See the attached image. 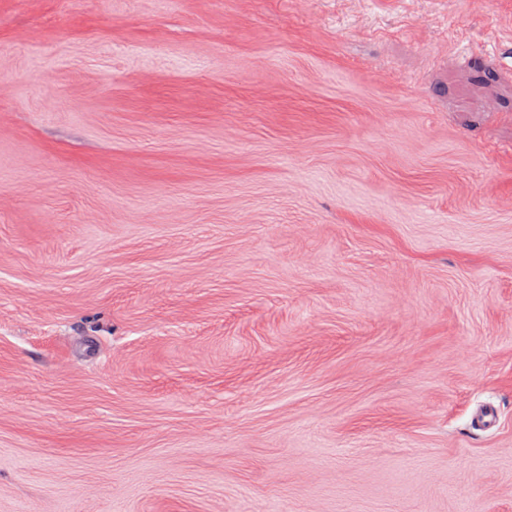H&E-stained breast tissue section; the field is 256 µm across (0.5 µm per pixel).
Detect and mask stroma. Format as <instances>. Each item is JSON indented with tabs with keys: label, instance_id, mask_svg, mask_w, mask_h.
<instances>
[{
	"label": "stroma",
	"instance_id": "obj_1",
	"mask_svg": "<svg viewBox=\"0 0 512 512\" xmlns=\"http://www.w3.org/2000/svg\"><path fill=\"white\" fill-rule=\"evenodd\" d=\"M0 512H512V0H0Z\"/></svg>",
	"mask_w": 512,
	"mask_h": 512
}]
</instances>
